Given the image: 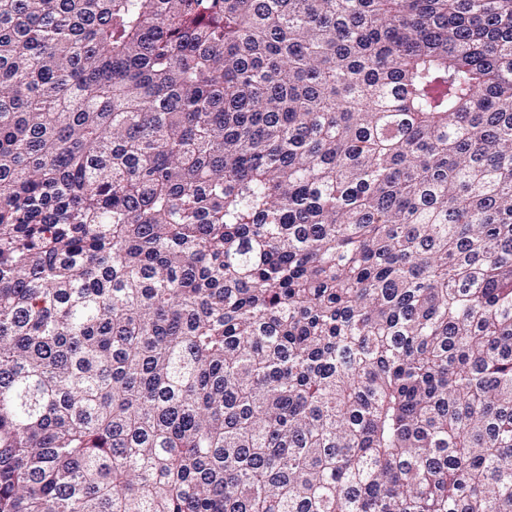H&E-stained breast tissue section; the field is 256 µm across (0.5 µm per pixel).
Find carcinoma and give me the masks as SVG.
I'll return each mask as SVG.
<instances>
[{
  "label": "carcinoma",
  "mask_w": 512,
  "mask_h": 512,
  "mask_svg": "<svg viewBox=\"0 0 512 512\" xmlns=\"http://www.w3.org/2000/svg\"><path fill=\"white\" fill-rule=\"evenodd\" d=\"M0 512H512V0H0Z\"/></svg>",
  "instance_id": "cac0c4a2"
}]
</instances>
